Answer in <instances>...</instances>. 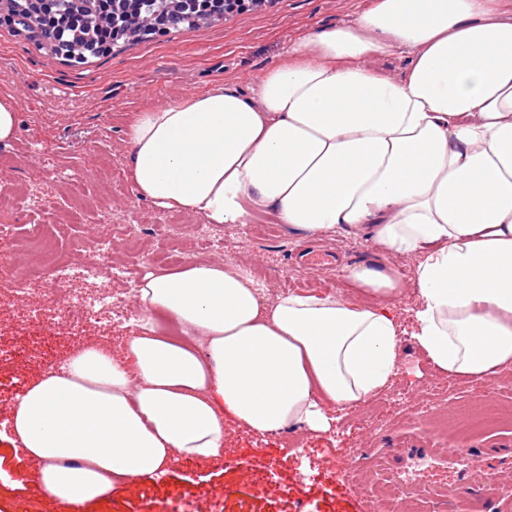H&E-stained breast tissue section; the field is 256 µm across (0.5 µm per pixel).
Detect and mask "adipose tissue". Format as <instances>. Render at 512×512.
<instances>
[{"label":"adipose tissue","instance_id":"1","mask_svg":"<svg viewBox=\"0 0 512 512\" xmlns=\"http://www.w3.org/2000/svg\"><path fill=\"white\" fill-rule=\"evenodd\" d=\"M398 52L402 76L373 67ZM286 55L250 93L220 85L140 113L133 192L211 224L271 211L310 239L367 236L379 260L343 270L359 300L270 299L248 269L216 260L148 272L130 369L89 346L12 413L58 501L98 502L175 455L219 457L229 423L330 432L390 385L391 309L411 288L412 338L437 372L490 382L512 369V13L500 0H376ZM395 256L415 259L411 284Z\"/></svg>","mask_w":512,"mask_h":512}]
</instances>
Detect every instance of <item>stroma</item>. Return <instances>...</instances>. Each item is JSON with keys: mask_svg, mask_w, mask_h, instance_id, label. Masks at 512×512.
Masks as SVG:
<instances>
[{"mask_svg": "<svg viewBox=\"0 0 512 512\" xmlns=\"http://www.w3.org/2000/svg\"><path fill=\"white\" fill-rule=\"evenodd\" d=\"M374 0H275L273 8L248 10L181 34L160 33L110 47L86 64L63 61L39 33L17 32L0 19V97L18 112L15 139L0 144V190L33 188L35 201L20 202L0 222L25 236L41 225L55 261L79 266L102 237L112 239V264L138 268L137 250L160 255L157 269L181 261L215 260L248 265L270 294L315 291L345 294L340 269L376 260L370 240L351 235L305 239L267 214L263 223L205 224L198 215L157 207L136 198L130 181L126 131L136 113L174 104L218 85L247 90L278 64L285 49L307 33L355 20ZM131 224L145 226L140 245L127 238ZM330 259L309 266L312 247ZM18 255L0 274V512H76L37 482L35 465L17 446L11 413L29 383L44 376L49 359L66 360L76 336L56 329L35 339L34 310L62 298L51 274L30 280L23 295L11 292L13 276L34 267ZM411 301L397 305L405 329L402 360L391 387L346 410L328 434L301 430L260 435L229 425L220 458L174 457L165 474L115 487L77 512H366V493L388 483V448L428 436L456 443L469 409L490 424L465 446L478 454L512 451V372L490 384L457 379L444 392V376L420 356L409 334ZM357 460L363 486L338 479Z\"/></svg>", "mask_w": 512, "mask_h": 512, "instance_id": "stroma-1", "label": "stroma"}]
</instances>
